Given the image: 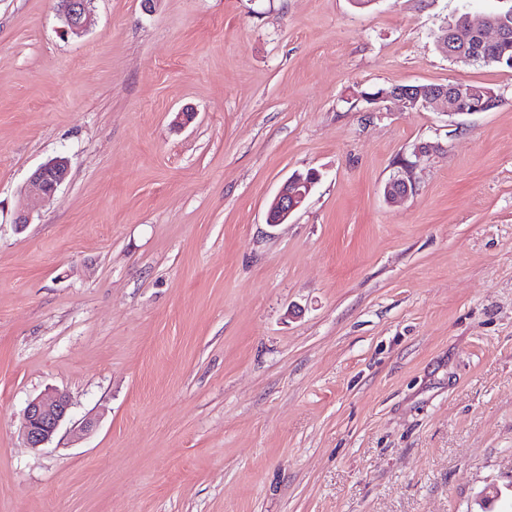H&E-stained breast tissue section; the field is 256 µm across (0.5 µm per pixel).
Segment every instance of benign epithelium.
Segmentation results:
<instances>
[{
  "label": "benign epithelium",
  "instance_id": "obj_1",
  "mask_svg": "<svg viewBox=\"0 0 512 512\" xmlns=\"http://www.w3.org/2000/svg\"><path fill=\"white\" fill-rule=\"evenodd\" d=\"M58 13L66 31L72 34L83 33L91 20L94 0H56ZM483 45H496L512 40V24L504 17L488 16L480 27L469 24L462 17L457 27L450 28L445 35L448 54L467 56L470 59L480 56V50L469 47V39ZM394 100L406 109L420 110L428 106L444 103L446 114H472L486 112L495 103L494 94L487 88L471 83H451L441 86L425 84L394 86L372 99L377 104ZM415 164L404 165L384 188L387 202L393 203L408 197L412 192V170ZM70 176V164L65 157H54L35 169L25 185V192L32 203L52 196ZM320 174L314 170L303 176L296 173L289 177L274 197L268 214L269 224H281L297 210L309 196ZM71 408L69 395L64 391H53L38 396L27 403L23 411V432L31 448H42L48 444L67 420Z\"/></svg>",
  "mask_w": 512,
  "mask_h": 512
}]
</instances>
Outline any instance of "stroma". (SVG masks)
I'll return each mask as SVG.
<instances>
[{
	"label": "stroma",
	"instance_id": "1",
	"mask_svg": "<svg viewBox=\"0 0 512 512\" xmlns=\"http://www.w3.org/2000/svg\"><path fill=\"white\" fill-rule=\"evenodd\" d=\"M502 6L0 0V512H512V68L436 46ZM459 81L497 107L363 98ZM64 28L72 34L83 33L91 20L94 0H56ZM430 146L422 147L415 152L417 161L415 163L401 166V170L393 177L384 188V196L387 202L393 203L404 199L412 194V170L417 165L421 157L429 151ZM411 181V182H410ZM70 176V164L65 157H54L35 169L25 185L33 204L52 196ZM301 174L306 175L307 172ZM301 174H293L278 190L270 205L269 224L276 225L286 221L302 205L320 179V174L314 170L309 171L306 177ZM71 408L69 395L53 391L30 400L23 411V432L30 448H44L62 424Z\"/></svg>",
	"mask_w": 512,
	"mask_h": 512
}]
</instances>
